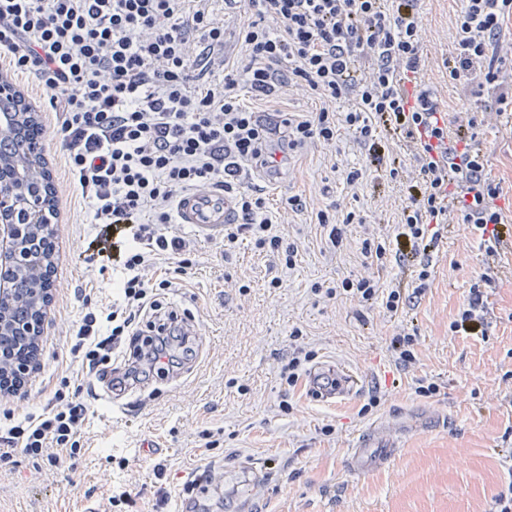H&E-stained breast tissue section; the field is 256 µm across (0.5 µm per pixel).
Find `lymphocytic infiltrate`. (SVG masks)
<instances>
[{
    "mask_svg": "<svg viewBox=\"0 0 512 512\" xmlns=\"http://www.w3.org/2000/svg\"><path fill=\"white\" fill-rule=\"evenodd\" d=\"M253 19L240 32L244 68L212 67L224 56V23L191 0H0V51L14 71L31 75L60 114L56 135L74 181L92 206V223L126 238L121 278L110 306L88 309L70 336L79 369L39 411L0 414V446L30 457L60 448L81 451L80 431L97 388L125 355L165 374L193 356L188 337L160 325L143 338L140 320L156 308L170 280L148 278L151 261H172L179 273L192 262L184 242L170 236L175 204L185 192L211 186L236 204V223L224 228L225 249L240 236L257 248L296 252L273 232L266 199L249 186V171L278 172L292 152L319 141L335 143L341 128L355 131L369 158L398 179L400 163L385 159L387 139L419 146L418 176L406 183L397 254L415 261L413 294L431 277L439 225L449 217L474 225L487 256L512 228L495 205L498 188L483 178L481 152L449 142L429 91L409 97L405 82L421 66L416 39L418 0H249ZM512 0H464L457 16L456 55L449 76H467L485 58ZM279 20L278 29L265 24ZM305 84L322 103L298 119H261L240 98V86L270 95L287 83ZM351 93L353 110L338 116L329 102Z\"/></svg>",
    "mask_w": 512,
    "mask_h": 512,
    "instance_id": "1",
    "label": "lymphocytic infiltrate"
}]
</instances>
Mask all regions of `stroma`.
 I'll return each instance as SVG.
<instances>
[{
	"instance_id": "stroma-1",
	"label": "stroma",
	"mask_w": 512,
	"mask_h": 512,
	"mask_svg": "<svg viewBox=\"0 0 512 512\" xmlns=\"http://www.w3.org/2000/svg\"><path fill=\"white\" fill-rule=\"evenodd\" d=\"M461 5L423 0L420 8L428 38L421 44L416 81L430 92L453 134L467 113L498 109L499 94L512 91V19L487 52L502 76L501 89L482 84L476 72L450 78ZM205 7L224 22L228 58L243 64L239 32L252 17L246 0L233 7L207 0ZM240 95L265 117L320 107L293 86L259 99L244 87ZM56 129L48 123L41 142L51 181L64 186L54 197L56 277L40 370L24 399L6 401L19 418L43 407L62 377L76 372L66 338L86 307L111 303L116 287L118 252L99 251L87 201ZM473 146L484 156V177L499 190L495 204L502 219L512 225V123L494 120L478 127ZM388 150L401 159L396 182L374 170L357 186L345 184L342 171L362 164L368 154L348 129L333 145L298 150L281 179L254 178L278 235L297 251L293 269L250 240L228 252L221 243L196 240L189 227L171 225L170 234L185 241L193 267L175 277L159 302L163 312L197 323V365L175 384L153 376L136 390L144 406L128 420L113 422L108 404L97 401L82 429L80 456L54 447L46 458L18 449L0 458V512H74L85 503L106 512L119 491L129 494L130 512H155V485L177 499L214 458L224 462L209 474L217 488L227 483L228 468L273 463V478L253 498V512H492L494 495L512 479V244L502 245L491 282L482 284L488 310L483 336L448 329L486 270L480 236L469 224L444 226L429 286L403 313L343 294L318 298L309 292L316 281L334 286L370 275L360 241L392 237L404 205L403 185L418 167L408 142H389ZM294 200L299 209H291ZM322 210L342 225L341 245H333L328 229L317 224ZM350 211L361 223L343 224ZM276 277L281 287H271ZM80 288L86 301L76 295ZM296 327L301 336H293ZM403 332L416 335L409 365L390 351L392 337ZM305 351L316 362L335 361L361 374L365 385L357 399L334 406L309 397L304 385L287 387L282 367ZM423 381L435 383L437 393L420 395ZM373 431L392 441L395 453L370 472L357 473L349 465L350 450ZM158 464L164 467L160 478L154 475Z\"/></svg>"
}]
</instances>
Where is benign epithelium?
Masks as SVG:
<instances>
[{
	"mask_svg": "<svg viewBox=\"0 0 512 512\" xmlns=\"http://www.w3.org/2000/svg\"><path fill=\"white\" fill-rule=\"evenodd\" d=\"M39 149L29 147L0 157V334L42 335L48 300L47 257L37 249L52 234L42 197L33 194L49 182ZM33 308L36 317L17 327L11 313L17 303Z\"/></svg>",
	"mask_w": 512,
	"mask_h": 512,
	"instance_id": "obj_1",
	"label": "benign epithelium"
}]
</instances>
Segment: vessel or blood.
I'll use <instances>...</instances> for the list:
<instances>
[{
  "label": "vessel or blood",
  "mask_w": 512,
  "mask_h": 512,
  "mask_svg": "<svg viewBox=\"0 0 512 512\" xmlns=\"http://www.w3.org/2000/svg\"><path fill=\"white\" fill-rule=\"evenodd\" d=\"M177 223L188 225L202 241L215 243L224 235V227L236 217L233 200L216 188H203L181 195L175 207ZM307 390L316 400L338 404L360 392L361 379L347 367L332 362L315 367L306 377ZM394 453L391 444L382 439L359 441L350 454V466L366 472ZM241 489L238 493L241 508H249L253 496L263 484L264 474L250 465L239 471ZM222 490H212L210 498L179 497L175 512H210L214 500L220 499Z\"/></svg>",
  "instance_id": "b4317fda"
}]
</instances>
